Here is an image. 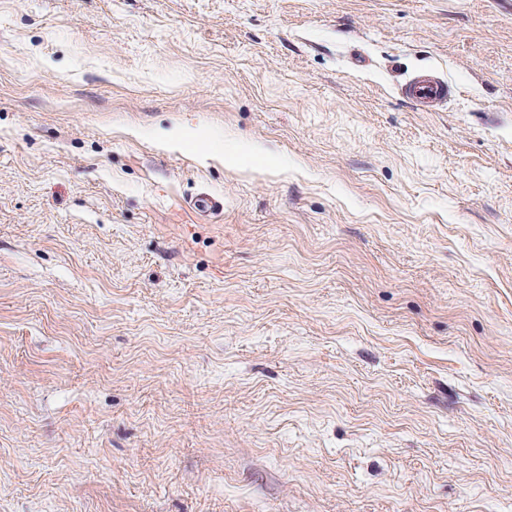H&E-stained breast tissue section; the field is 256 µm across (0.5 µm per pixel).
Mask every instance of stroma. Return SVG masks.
Segmentation results:
<instances>
[{
    "label": "stroma",
    "instance_id": "35a3bbf8",
    "mask_svg": "<svg viewBox=\"0 0 512 512\" xmlns=\"http://www.w3.org/2000/svg\"><path fill=\"white\" fill-rule=\"evenodd\" d=\"M0 512H512V0H0ZM406 94L421 109H429L448 97V86L435 75H424L410 82Z\"/></svg>",
    "mask_w": 512,
    "mask_h": 512
}]
</instances>
